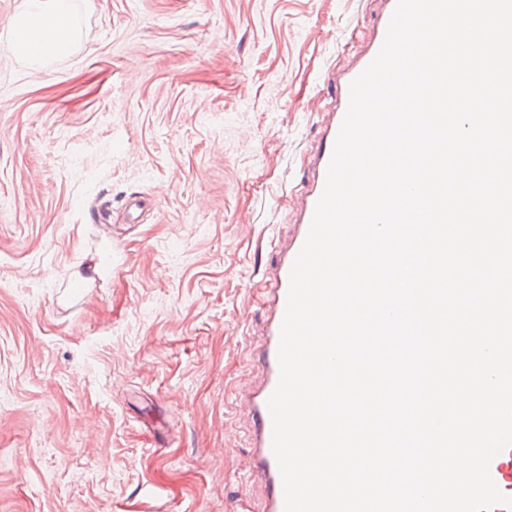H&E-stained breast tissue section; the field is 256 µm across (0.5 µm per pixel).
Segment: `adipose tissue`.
<instances>
[{
  "label": "adipose tissue",
  "instance_id": "obj_1",
  "mask_svg": "<svg viewBox=\"0 0 512 512\" xmlns=\"http://www.w3.org/2000/svg\"><path fill=\"white\" fill-rule=\"evenodd\" d=\"M75 26L72 0H22L6 47L15 56L49 62L70 53Z\"/></svg>",
  "mask_w": 512,
  "mask_h": 512
}]
</instances>
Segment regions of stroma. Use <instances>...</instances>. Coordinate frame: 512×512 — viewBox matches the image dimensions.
<instances>
[{"mask_svg":"<svg viewBox=\"0 0 512 512\" xmlns=\"http://www.w3.org/2000/svg\"><path fill=\"white\" fill-rule=\"evenodd\" d=\"M0 49V512H264L266 273L378 0H74ZM72 3V0H22L9 24L8 51L41 62L68 55L76 26Z\"/></svg>","mask_w":512,"mask_h":512,"instance_id":"stroma-1","label":"stroma"}]
</instances>
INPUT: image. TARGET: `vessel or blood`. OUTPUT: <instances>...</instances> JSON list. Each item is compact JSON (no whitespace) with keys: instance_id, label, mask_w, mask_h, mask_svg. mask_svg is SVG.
I'll list each match as a JSON object with an SVG mask.
<instances>
[{"instance_id":"vessel-or-blood-1","label":"vessel or blood","mask_w":512,"mask_h":512,"mask_svg":"<svg viewBox=\"0 0 512 512\" xmlns=\"http://www.w3.org/2000/svg\"><path fill=\"white\" fill-rule=\"evenodd\" d=\"M396 4L397 0H381V7L363 53L349 68H332L325 75L326 83L334 88V95L326 109V121L321 136L322 146L310 165L308 189L296 202V233L289 244L280 248L279 261L268 273V318L259 355L261 381L245 399L253 418L254 462L250 468V475L261 482L267 491L265 512H284L283 483L272 451V419L267 402L279 380L278 347L287 304L290 270L306 239L316 203L325 186L336 138L348 107L349 86L381 49ZM489 471L498 489L502 490L512 485V446L504 448L492 459Z\"/></svg>"}]
</instances>
